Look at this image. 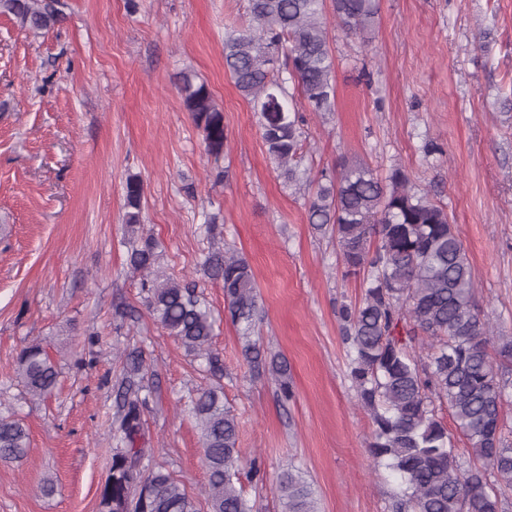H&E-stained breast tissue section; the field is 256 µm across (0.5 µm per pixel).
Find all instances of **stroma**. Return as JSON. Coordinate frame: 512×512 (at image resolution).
Here are the masks:
<instances>
[{
	"label": "stroma",
	"mask_w": 512,
	"mask_h": 512,
	"mask_svg": "<svg viewBox=\"0 0 512 512\" xmlns=\"http://www.w3.org/2000/svg\"><path fill=\"white\" fill-rule=\"evenodd\" d=\"M58 3L60 21L39 34L0 12V413L17 414L30 436L22 461H0V512H98L123 352L139 354L149 387L139 447L191 494L206 482L184 406L212 379L154 319L128 269L132 176L144 186L139 232L157 241L159 268L195 281L213 309L224 399L240 418V448L263 472L244 484L255 512H280L276 484L289 466L311 484L318 512H390L395 482L370 453L372 422L338 317L361 299L362 278L308 223L306 190L285 184L224 68V37L246 21L248 0ZM378 5L368 38L330 27L334 110L307 113L301 166L313 179L345 156L382 178L404 169L447 210L495 335L512 337V0ZM185 71L224 110L220 161L182 107ZM224 247L253 270L255 337L287 361L290 399L249 370L223 285L199 266ZM33 342L59 371L41 400L15 379Z\"/></svg>",
	"instance_id": "1"
}]
</instances>
